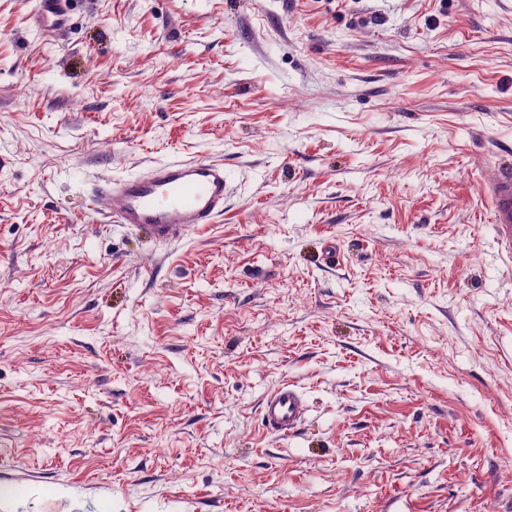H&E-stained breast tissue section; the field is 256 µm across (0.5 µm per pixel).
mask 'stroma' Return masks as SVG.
<instances>
[{
    "mask_svg": "<svg viewBox=\"0 0 512 512\" xmlns=\"http://www.w3.org/2000/svg\"><path fill=\"white\" fill-rule=\"evenodd\" d=\"M33 11L0 0V512H512V0ZM194 156L233 193L177 244L91 193ZM72 0H37L33 25L48 38L61 35L67 27ZM484 196L490 204L498 249L512 258V167L501 164L497 167L484 185ZM308 404L302 391L293 384L283 383L268 393L261 406L266 430L281 438L293 436L301 427Z\"/></svg>",
    "mask_w": 512,
    "mask_h": 512,
    "instance_id": "obj_1",
    "label": "stroma"
}]
</instances>
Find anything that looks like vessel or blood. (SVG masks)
Returning a JSON list of instances; mask_svg holds the SVG:
<instances>
[{"label": "vessel or blood", "mask_w": 512, "mask_h": 512, "mask_svg": "<svg viewBox=\"0 0 512 512\" xmlns=\"http://www.w3.org/2000/svg\"><path fill=\"white\" fill-rule=\"evenodd\" d=\"M71 0H37L34 26L48 38L61 35L68 22ZM231 183L220 159L198 157L150 166L144 173L95 186L112 223L144 235L158 245L182 241L215 222L224 213ZM491 222L501 253L512 258V167L498 166L484 185ZM308 404L302 391L284 383L268 393L261 406L266 430L282 438L301 427Z\"/></svg>", "instance_id": "obj_1"}]
</instances>
